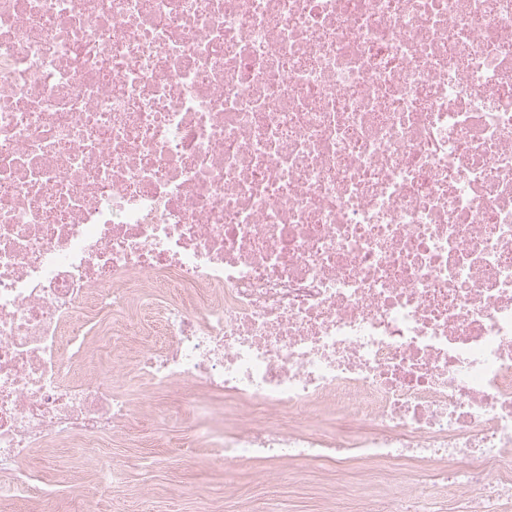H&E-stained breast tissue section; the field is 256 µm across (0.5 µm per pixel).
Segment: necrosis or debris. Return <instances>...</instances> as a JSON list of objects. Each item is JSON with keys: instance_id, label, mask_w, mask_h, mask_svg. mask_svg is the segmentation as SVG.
<instances>
[{"instance_id": "necrosis-or-debris-1", "label": "necrosis or debris", "mask_w": 512, "mask_h": 512, "mask_svg": "<svg viewBox=\"0 0 512 512\" xmlns=\"http://www.w3.org/2000/svg\"><path fill=\"white\" fill-rule=\"evenodd\" d=\"M170 387L227 466L512 512V0H0V502Z\"/></svg>"}]
</instances>
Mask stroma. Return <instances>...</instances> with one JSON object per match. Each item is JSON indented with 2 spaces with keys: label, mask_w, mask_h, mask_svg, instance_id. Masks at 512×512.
Segmentation results:
<instances>
[{
  "label": "stroma",
  "mask_w": 512,
  "mask_h": 512,
  "mask_svg": "<svg viewBox=\"0 0 512 512\" xmlns=\"http://www.w3.org/2000/svg\"><path fill=\"white\" fill-rule=\"evenodd\" d=\"M181 392L156 391L145 410L142 432L98 449L99 459L121 470L112 488L83 476L82 450L40 448L35 471L52 466L57 499L41 512H350L362 485L347 487L340 500H324L312 468L289 466L268 481L262 464L225 473L211 462L212 449L191 446L194 418Z\"/></svg>",
  "instance_id": "1"
}]
</instances>
